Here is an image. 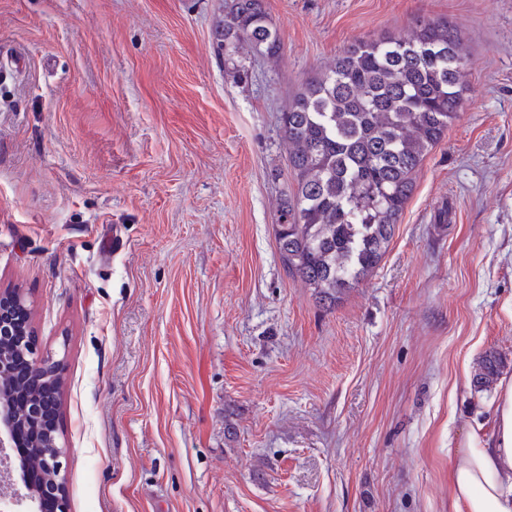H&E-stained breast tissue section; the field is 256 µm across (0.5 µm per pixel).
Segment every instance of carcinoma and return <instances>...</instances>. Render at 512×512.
Instances as JSON below:
<instances>
[{
    "label": "carcinoma",
    "mask_w": 512,
    "mask_h": 512,
    "mask_svg": "<svg viewBox=\"0 0 512 512\" xmlns=\"http://www.w3.org/2000/svg\"><path fill=\"white\" fill-rule=\"evenodd\" d=\"M274 56L280 39L261 0H231L224 44ZM467 61L462 36L446 21L417 19L406 38L360 40L329 74L311 80L282 115L297 181L275 225L288 273L331 304L382 260L414 190V175L462 108ZM500 370L489 353L477 386ZM31 448L45 442L30 411L16 409Z\"/></svg>",
    "instance_id": "carcinoma-1"
}]
</instances>
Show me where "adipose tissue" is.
<instances>
[{"mask_svg": "<svg viewBox=\"0 0 512 512\" xmlns=\"http://www.w3.org/2000/svg\"><path fill=\"white\" fill-rule=\"evenodd\" d=\"M448 499L452 512H512V378L488 419L450 444Z\"/></svg>", "mask_w": 512, "mask_h": 512, "instance_id": "ef3b65f1", "label": "adipose tissue"}]
</instances>
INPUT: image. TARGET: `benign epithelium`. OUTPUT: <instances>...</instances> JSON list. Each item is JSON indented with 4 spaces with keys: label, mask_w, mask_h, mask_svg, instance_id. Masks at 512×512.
Wrapping results in <instances>:
<instances>
[{
    "label": "benign epithelium",
    "mask_w": 512,
    "mask_h": 512,
    "mask_svg": "<svg viewBox=\"0 0 512 512\" xmlns=\"http://www.w3.org/2000/svg\"><path fill=\"white\" fill-rule=\"evenodd\" d=\"M28 314L24 295L17 289L0 291V339H12L25 346V366L17 368V362L0 353V375H8L24 381L38 392L36 400L30 403L31 415L38 423H43L46 415L57 413L60 405V386L55 382L63 360L47 353L37 352L31 334L20 323L18 316ZM16 397L10 391L0 388V481L11 480L15 463L10 454L14 447L15 416L13 401ZM42 468L46 472L45 482L38 488H25V493H18L8 501H0V512H40V502L44 498L55 501L58 512H69V505L61 471L65 448L58 440H50L48 448L37 452Z\"/></svg>",
    "instance_id": "obj_1"
}]
</instances>
